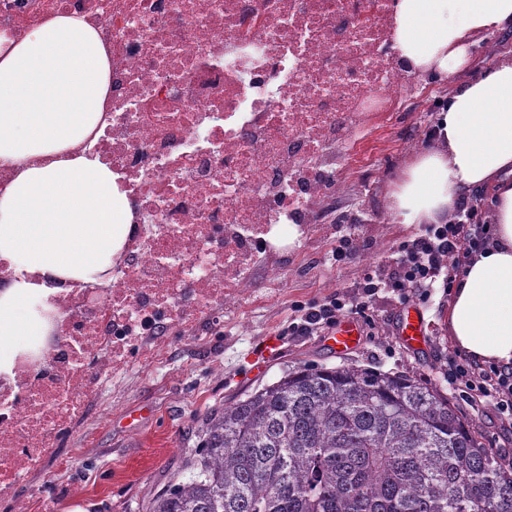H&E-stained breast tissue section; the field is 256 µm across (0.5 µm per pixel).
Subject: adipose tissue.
I'll return each mask as SVG.
<instances>
[{
  "label": "adipose tissue",
  "instance_id": "adipose-tissue-1",
  "mask_svg": "<svg viewBox=\"0 0 512 512\" xmlns=\"http://www.w3.org/2000/svg\"><path fill=\"white\" fill-rule=\"evenodd\" d=\"M512 26V0H398L394 43L409 67L444 77L469 61L477 36ZM109 64L79 13L23 37L0 33V260L15 277L0 288V372L47 335V284L108 279L131 231L119 177L85 146L103 113ZM490 191L492 238L468 258L448 299V339L479 364L512 367V58L459 85L433 144L387 190L401 224L447 223L456 203Z\"/></svg>",
  "mask_w": 512,
  "mask_h": 512
}]
</instances>
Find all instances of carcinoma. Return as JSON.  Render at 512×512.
Returning <instances> with one entry per match:
<instances>
[{"label":"carcinoma","instance_id":"1","mask_svg":"<svg viewBox=\"0 0 512 512\" xmlns=\"http://www.w3.org/2000/svg\"><path fill=\"white\" fill-rule=\"evenodd\" d=\"M145 512H512V464L437 386L288 367L209 411Z\"/></svg>","mask_w":512,"mask_h":512}]
</instances>
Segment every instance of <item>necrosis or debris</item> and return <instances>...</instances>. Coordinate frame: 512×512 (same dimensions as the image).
Instances as JSON below:
<instances>
[{"label": "necrosis or debris", "instance_id": "obj_1", "mask_svg": "<svg viewBox=\"0 0 512 512\" xmlns=\"http://www.w3.org/2000/svg\"><path fill=\"white\" fill-rule=\"evenodd\" d=\"M79 12L110 58L92 151L119 174L135 227L107 285L55 283L50 336L0 373V502L57 452L112 378L147 368L278 279L295 228L342 189L341 154L407 109L394 0H0L23 36Z\"/></svg>", "mask_w": 512, "mask_h": 512}]
</instances>
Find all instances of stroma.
<instances>
[{
  "label": "stroma",
  "mask_w": 512,
  "mask_h": 512,
  "mask_svg": "<svg viewBox=\"0 0 512 512\" xmlns=\"http://www.w3.org/2000/svg\"><path fill=\"white\" fill-rule=\"evenodd\" d=\"M494 44L512 55V28L475 43L469 69L444 80L419 78L426 95L413 97L410 108L386 130L369 132L359 158L338 168L344 191L336 198V211L345 221L333 225L331 234L351 236L355 257L339 262L332 246L303 248L265 296L224 313L221 324H207L206 337H170L160 363L107 385L56 455L19 486L29 512H142L146 501L181 471L207 408L273 382L282 368L301 362L331 367L348 360L438 385L476 423L487 448L501 461L512 459V421L501 418L493 405L473 408L444 377L456 353L445 324L447 291L416 292L403 303L386 290L369 298L362 289L368 276L395 261L402 244L424 231L423 225L392 220L374 230L367 218L387 213L388 183L415 151L425 148V134L449 94L491 66L487 54ZM337 295L369 303L359 317L364 338L354 349L336 354L325 328L289 334V324L308 308ZM406 304L419 308L427 321L426 342L416 349L398 336L399 313ZM269 336L279 339L278 351L267 359L256 356V347Z\"/></svg>",
  "instance_id": "35a3bbf8"
}]
</instances>
